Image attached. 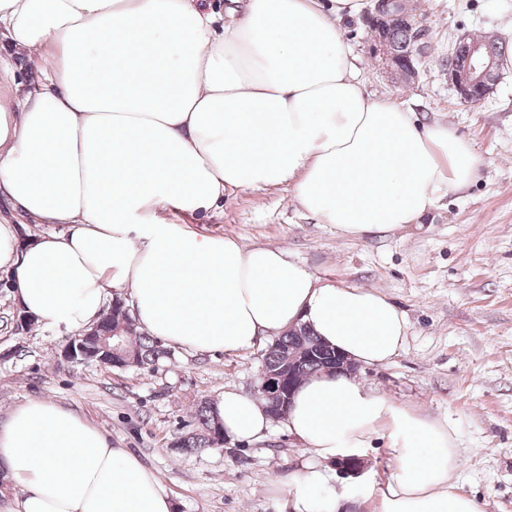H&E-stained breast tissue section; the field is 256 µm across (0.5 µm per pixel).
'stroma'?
<instances>
[{"label":"stroma","mask_w":512,"mask_h":512,"mask_svg":"<svg viewBox=\"0 0 512 512\" xmlns=\"http://www.w3.org/2000/svg\"><path fill=\"white\" fill-rule=\"evenodd\" d=\"M413 2L426 46L415 82L395 84L370 62L365 17L345 23L346 37L369 93L405 103L423 122H448L471 143L483 164L468 190L442 195L421 226L361 239L290 204L284 187L244 189L208 215L166 219L204 235L286 247L325 280L391 299L408 321L405 344L389 364L359 369V378L394 407L453 427L462 449L459 487L483 512H512V68L470 107L459 103L446 66L463 35L490 32L512 46V0ZM18 316L0 276V426L31 400L72 408L159 475L175 512H280L279 485L313 460L281 420L252 443L196 454L174 447L196 431L201 401L230 389L254 394L271 338L245 353L174 347L155 369L121 371L65 360L68 331L38 324L20 332ZM361 458L366 469L356 478L325 465L346 512H372L373 490L390 474L386 441Z\"/></svg>","instance_id":"35a3bbf8"}]
</instances>
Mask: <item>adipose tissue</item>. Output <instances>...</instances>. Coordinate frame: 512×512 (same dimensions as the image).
Instances as JSON below:
<instances>
[{"label":"adipose tissue","instance_id":"obj_1","mask_svg":"<svg viewBox=\"0 0 512 512\" xmlns=\"http://www.w3.org/2000/svg\"><path fill=\"white\" fill-rule=\"evenodd\" d=\"M370 5L243 0L221 24L197 0H0V41L44 75L22 85L0 56V199L50 227L24 243L0 224L22 311L81 332L115 298L140 332L193 351L246 352L302 324L357 365L392 361L408 322L384 295L162 217L288 184L298 207L362 238L469 188L483 160L466 140L366 92L341 23ZM215 418L242 443L270 427L264 403L234 390ZM285 420L315 461L285 483L283 512H340L323 464L379 433L392 456L383 512H482L455 480V431L355 376L307 379ZM0 466L21 489L15 512L174 510L136 454L54 403L29 401L0 427Z\"/></svg>","mask_w":512,"mask_h":512}]
</instances>
